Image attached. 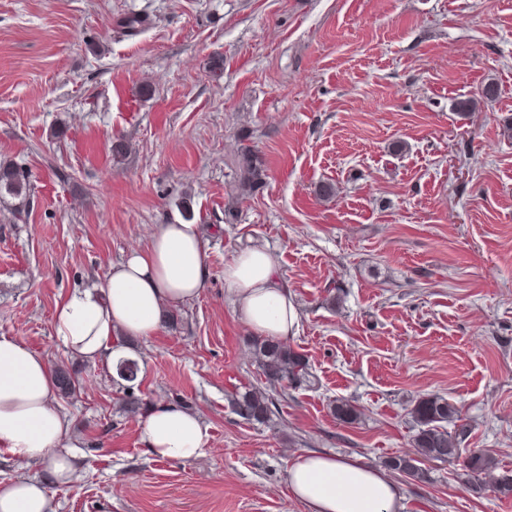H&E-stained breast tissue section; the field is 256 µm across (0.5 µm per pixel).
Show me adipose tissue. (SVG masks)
Wrapping results in <instances>:
<instances>
[{"instance_id":"obj_1","label":"adipose tissue","mask_w":512,"mask_h":512,"mask_svg":"<svg viewBox=\"0 0 512 512\" xmlns=\"http://www.w3.org/2000/svg\"><path fill=\"white\" fill-rule=\"evenodd\" d=\"M207 253L200 225L176 218L158 225L148 249L129 253L89 288L58 304L53 329L72 353L116 371L131 358V339L156 335L166 307L202 291ZM224 279L240 320L255 335L283 341L298 318L279 282L274 255L261 246L226 263ZM207 428L198 414L174 405L151 409L141 441L156 458L198 457ZM71 422L60 410L47 359L24 344L0 337V447L22 460L45 463L48 480L0 481V512H55L48 483H70L79 467ZM291 496L312 512H403L399 485L382 471L350 457L305 452L288 467Z\"/></svg>"}]
</instances>
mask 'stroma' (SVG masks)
Here are the masks:
<instances>
[{
    "mask_svg": "<svg viewBox=\"0 0 512 512\" xmlns=\"http://www.w3.org/2000/svg\"><path fill=\"white\" fill-rule=\"evenodd\" d=\"M489 83L493 107L454 111ZM509 125L512 0H0V161L32 185L27 206L0 200V337L77 380L59 404L81 465L50 485L57 512H311L288 490L291 453L383 468L413 454L410 410L430 394L459 408L447 428L465 429V453L512 469ZM244 140L269 177L241 200ZM328 181L336 197H319ZM184 191L207 280L177 327L132 348L149 406L206 426L190 461L152 457L111 374L52 326L70 291L179 216ZM255 245L277 260L310 372L274 391L265 424L228 403L264 383L224 280ZM341 398L356 422L333 416ZM426 470L395 475L405 512H512L467 489L464 461Z\"/></svg>",
    "mask_w": 512,
    "mask_h": 512,
    "instance_id": "stroma-1",
    "label": "stroma"
}]
</instances>
